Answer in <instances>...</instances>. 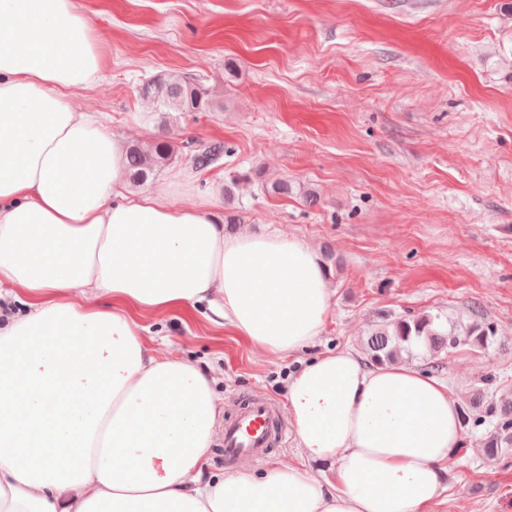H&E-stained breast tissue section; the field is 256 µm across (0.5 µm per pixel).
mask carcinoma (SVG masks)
<instances>
[{"mask_svg":"<svg viewBox=\"0 0 512 512\" xmlns=\"http://www.w3.org/2000/svg\"><path fill=\"white\" fill-rule=\"evenodd\" d=\"M144 96L153 100L158 112H208L210 100L203 89L190 80L168 74L146 81L141 88ZM228 148L214 143L197 153L194 163L204 170L214 163ZM173 157L171 145L158 140L146 145H134L127 154V169L135 184H144L167 166ZM474 323L460 328L446 325L440 315L423 313L417 316H401L374 328L364 343L366 362L370 366L391 363L406 353L414 357L413 349L426 347L437 358L434 367L443 366V359L453 352L469 347L485 350L497 340L494 326L484 320L480 310L471 309ZM472 425L487 426L486 452L497 456L503 450L512 448V394L505 393L497 398L494 405L477 404L464 415Z\"/></svg>","mask_w":512,"mask_h":512,"instance_id":"cac0c4a2","label":"carcinoma"}]
</instances>
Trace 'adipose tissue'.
<instances>
[{
    "label": "adipose tissue",
    "instance_id": "ef3b65f1",
    "mask_svg": "<svg viewBox=\"0 0 512 512\" xmlns=\"http://www.w3.org/2000/svg\"><path fill=\"white\" fill-rule=\"evenodd\" d=\"M100 70L75 0H0V288L29 298L0 327V512H426L464 445L460 401L349 350L288 380L300 463L200 481L211 380L148 348L135 312L207 299L221 324L290 357L320 336L331 291L296 236L228 237L214 204L121 199L123 141L71 98ZM77 291L87 303L70 302Z\"/></svg>",
    "mask_w": 512,
    "mask_h": 512
}]
</instances>
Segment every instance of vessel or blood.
<instances>
[{"instance_id": "vessel-or-blood-1", "label": "vessel or blood", "mask_w": 512, "mask_h": 512, "mask_svg": "<svg viewBox=\"0 0 512 512\" xmlns=\"http://www.w3.org/2000/svg\"><path fill=\"white\" fill-rule=\"evenodd\" d=\"M284 433L275 403L265 398L241 399L224 425V460L234 463L262 457Z\"/></svg>"}]
</instances>
